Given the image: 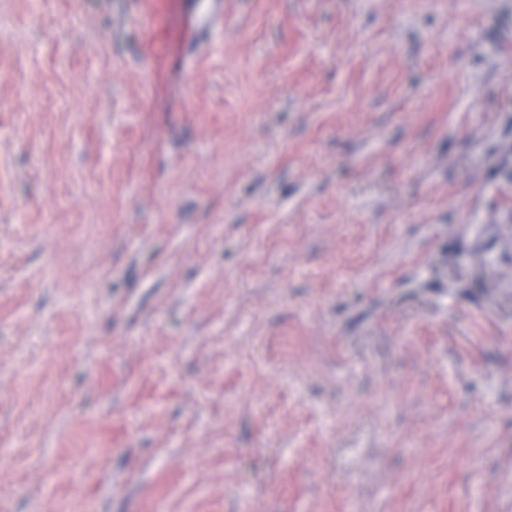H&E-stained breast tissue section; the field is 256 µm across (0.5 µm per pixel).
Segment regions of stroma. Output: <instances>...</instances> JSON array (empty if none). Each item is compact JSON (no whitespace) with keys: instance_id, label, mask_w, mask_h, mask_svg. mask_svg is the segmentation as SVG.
I'll return each instance as SVG.
<instances>
[{"instance_id":"stroma-1","label":"stroma","mask_w":512,"mask_h":512,"mask_svg":"<svg viewBox=\"0 0 512 512\" xmlns=\"http://www.w3.org/2000/svg\"><path fill=\"white\" fill-rule=\"evenodd\" d=\"M0 0V512H512V0Z\"/></svg>"}]
</instances>
